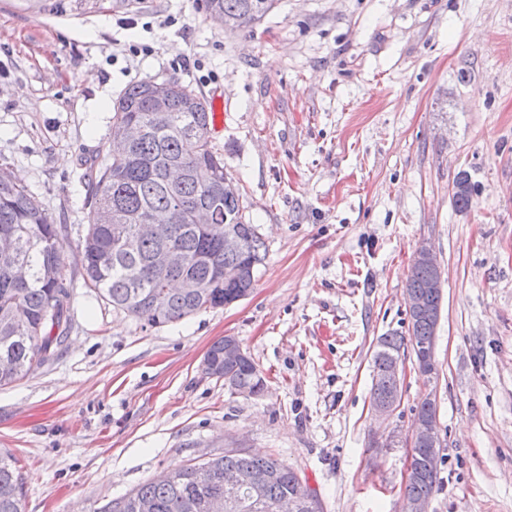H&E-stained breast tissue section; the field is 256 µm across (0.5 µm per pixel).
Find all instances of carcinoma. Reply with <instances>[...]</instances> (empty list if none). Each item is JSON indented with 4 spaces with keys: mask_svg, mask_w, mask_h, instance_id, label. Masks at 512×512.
I'll list each match as a JSON object with an SVG mask.
<instances>
[{
    "mask_svg": "<svg viewBox=\"0 0 512 512\" xmlns=\"http://www.w3.org/2000/svg\"><path fill=\"white\" fill-rule=\"evenodd\" d=\"M207 13L234 18L241 30L261 19L274 0H203ZM151 80L129 85L114 107L113 128L134 124L144 129L130 153L120 159L106 153L104 164L89 179L91 225L78 245L84 285L112 304L151 327L177 322L207 308H219L236 292L254 288L255 273L265 258V245L251 224L241 221L238 200L224 194V159L209 144L211 112L205 99L179 80L170 85L168 119H153ZM455 207H471L475 187L466 173L457 177ZM219 203L220 212L211 224L194 223L196 208ZM172 212V223L159 234L142 238L138 249L126 255L118 246L113 228L138 234L139 224L154 210ZM230 228L237 244H224ZM15 239L9 255L0 254V387L14 383L43 366L62 350L70 329L69 309L75 280L66 277L60 227L51 222L37 196L0 165V236ZM170 249L185 259L180 268L162 261ZM140 270V279L128 278V267ZM243 267L247 275L234 288L224 287V268ZM436 274L434 262L414 261L408 287L431 313L409 315V337L385 336L373 357L371 398L391 393L396 384L393 362L409 344L416 358L426 357L432 347L434 325L442 297L427 288ZM186 280L196 283L184 288ZM227 388L248 397H260L266 381L250 356L224 369ZM211 478L206 484L194 479V468L173 471L176 479H149L125 498L108 504L102 512H140L148 500L153 512H210L209 505L224 497V471L247 477L266 472L269 481L250 512H267L283 499L306 490L297 473L275 456H256L238 447L208 460ZM434 452L419 448L412 471L407 473L404 499H428L437 489ZM25 477L12 453L0 449V512H22Z\"/></svg>",
    "mask_w": 512,
    "mask_h": 512,
    "instance_id": "cac0c4a2",
    "label": "carcinoma"
}]
</instances>
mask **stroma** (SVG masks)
<instances>
[{
	"mask_svg": "<svg viewBox=\"0 0 512 512\" xmlns=\"http://www.w3.org/2000/svg\"><path fill=\"white\" fill-rule=\"evenodd\" d=\"M149 78L223 90L209 140L265 260L244 299L164 327L76 287L62 355L0 388L24 512H100L228 443L280 458L323 512H404L405 440L429 397V512H512V0H277L236 32L202 0H0V164L62 225L67 275L112 130L99 106ZM463 170L477 192L461 213ZM424 242L444 282L437 371L402 353L383 421L372 356L408 333ZM226 336L263 396L203 372Z\"/></svg>",
	"mask_w": 512,
	"mask_h": 512,
	"instance_id": "1",
	"label": "stroma"
}]
</instances>
